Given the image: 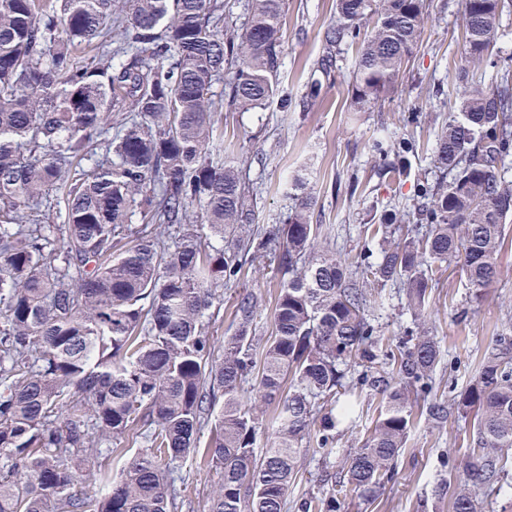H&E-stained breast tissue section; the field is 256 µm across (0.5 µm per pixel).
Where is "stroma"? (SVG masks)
I'll return each mask as SVG.
<instances>
[{"instance_id":"obj_1","label":"stroma","mask_w":512,"mask_h":512,"mask_svg":"<svg viewBox=\"0 0 512 512\" xmlns=\"http://www.w3.org/2000/svg\"><path fill=\"white\" fill-rule=\"evenodd\" d=\"M430 17L422 39L406 60L402 85L371 109L356 111L352 67L357 46L329 48L326 32L336 21V0H287L283 17L285 52L280 93L263 109L243 112L218 108L216 125L225 160H248L246 179L257 194L254 224L262 229L281 223L293 205L290 183L306 174L317 199L312 221L330 236V245L347 262L377 251L368 232L389 209L407 211L419 204L417 185L435 180L436 140L458 112L451 83L462 50L461 0H428ZM419 122L405 125L410 111ZM409 137L416 151L407 173L389 172L393 157L375 143L392 145ZM501 275L482 298H474L460 281L458 264H450L431 290L424 317L441 350L433 373V393L449 402L470 383L485 353L498 336L512 338V228L499 251ZM279 276L272 254L257 253L234 281L223 286L224 302L210 328L216 346L233 334L237 297L258 296L256 345L264 347L272 332ZM373 313L383 336L398 342L412 324L405 297L386 287L373 291ZM355 423L336 422V440L324 455L306 458L302 481L288 489L282 512H297L301 499L322 496L318 474L340 467L358 447L374 414L372 400L358 394ZM471 420L449 416L437 425L418 416L396 462L395 474L378 498L364 505L348 501L341 512H451V496L442 493L450 470L460 469L472 450ZM197 454L175 462L187 482L177 512H208L218 476L202 467Z\"/></svg>"}]
</instances>
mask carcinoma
<instances>
[{"instance_id": "carcinoma-1", "label": "carcinoma", "mask_w": 512, "mask_h": 512, "mask_svg": "<svg viewBox=\"0 0 512 512\" xmlns=\"http://www.w3.org/2000/svg\"><path fill=\"white\" fill-rule=\"evenodd\" d=\"M505 2L462 0L460 113L436 145L440 176L423 186L413 236L395 237L397 214H382L373 225L380 250L352 268L316 251V200L305 183L284 223L256 237L250 186L213 157L215 83L225 81L243 112L279 92L285 0H253L239 34L221 29L216 0H0V512H171L185 478L170 464L195 452L219 400L207 464L220 479L208 512H281L302 476L303 448L332 446L336 414L356 417L354 403H339L353 386L379 398L378 417L344 467L322 474L326 495L300 512L375 500L420 400L438 423L452 411L474 415L472 456L451 504L478 512L470 488L498 483L512 448V345L498 341L452 403L431 400L437 344L411 330L384 347L369 308L371 288L390 283L423 316L433 279L452 260L477 298L501 274L512 71L491 86L485 75L497 67ZM427 16V0H336L326 39L359 45L358 109L395 89ZM86 48L96 50L89 63L80 60ZM98 146L107 159L95 158ZM53 193L61 224L40 209ZM163 225L180 228L174 240L154 234ZM261 250L274 252L281 280L258 370L253 294L238 296L236 330L219 357L209 326L223 302L217 288ZM354 360L364 367L355 382ZM265 405L277 430L259 455ZM130 436L147 451L114 480L100 458ZM90 480L104 494L89 495Z\"/></svg>"}]
</instances>
